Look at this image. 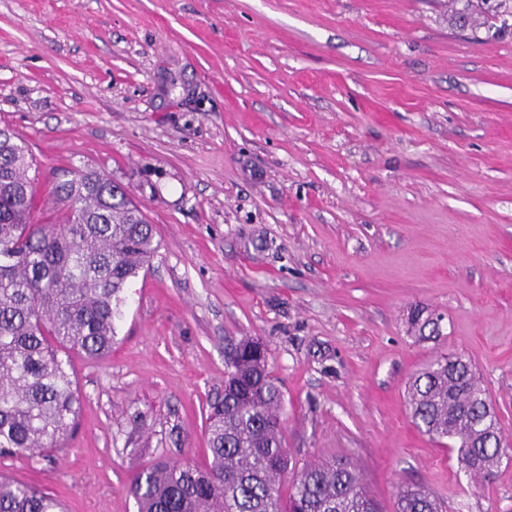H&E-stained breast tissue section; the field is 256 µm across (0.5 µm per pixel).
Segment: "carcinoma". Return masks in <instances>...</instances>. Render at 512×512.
<instances>
[{
  "instance_id": "obj_1",
  "label": "carcinoma",
  "mask_w": 512,
  "mask_h": 512,
  "mask_svg": "<svg viewBox=\"0 0 512 512\" xmlns=\"http://www.w3.org/2000/svg\"><path fill=\"white\" fill-rule=\"evenodd\" d=\"M31 166L25 147L0 129V457L66 449L80 409L67 355L112 351L125 294L159 249L140 208L94 168L55 181L61 223L35 221ZM409 330L420 339L442 334L419 307ZM234 352L224 397L208 415L211 461H160L136 473L129 492L138 512H378L352 462L290 465L282 392L266 350L244 339ZM406 399L423 434L451 442L458 469L489 479L508 456L487 392L464 358L431 361L406 382ZM0 512H65V505L0 471ZM396 512L441 509L425 489L400 487Z\"/></svg>"
}]
</instances>
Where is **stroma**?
Returning <instances> with one entry per match:
<instances>
[{
	"instance_id": "stroma-1",
	"label": "stroma",
	"mask_w": 512,
	"mask_h": 512,
	"mask_svg": "<svg viewBox=\"0 0 512 512\" xmlns=\"http://www.w3.org/2000/svg\"><path fill=\"white\" fill-rule=\"evenodd\" d=\"M450 0H0V127L57 221L63 169L98 167L157 231L111 352L71 355L65 451L0 470L67 512H138L158 460L210 458L226 353L262 341L293 462L349 459L377 502L512 512V459L460 471L404 403L469 358L512 443V29ZM443 315L416 341L411 306ZM396 512H441L438 501L424 488L399 487Z\"/></svg>"
}]
</instances>
